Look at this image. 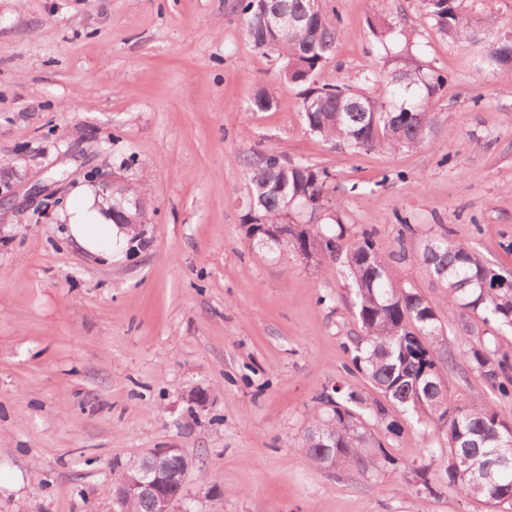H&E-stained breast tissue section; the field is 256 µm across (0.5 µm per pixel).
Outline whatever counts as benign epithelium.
<instances>
[{"label":"benign epithelium","instance_id":"benign-epithelium-1","mask_svg":"<svg viewBox=\"0 0 512 512\" xmlns=\"http://www.w3.org/2000/svg\"><path fill=\"white\" fill-rule=\"evenodd\" d=\"M98 195L112 204L115 190L121 191L122 201L141 211L143 198L137 187L121 176L100 175L96 178ZM192 461L180 448H154L147 452L116 484L115 498L127 506L134 500L152 504V512H174L182 498L183 486Z\"/></svg>","mask_w":512,"mask_h":512}]
</instances>
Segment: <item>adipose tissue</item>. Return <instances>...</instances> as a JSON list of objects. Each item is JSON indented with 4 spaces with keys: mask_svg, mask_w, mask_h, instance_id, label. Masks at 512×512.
Masks as SVG:
<instances>
[{
    "mask_svg": "<svg viewBox=\"0 0 512 512\" xmlns=\"http://www.w3.org/2000/svg\"><path fill=\"white\" fill-rule=\"evenodd\" d=\"M100 200L91 189L81 190L69 210V232L72 240L90 253L111 252L116 240L126 238L127 232L101 212Z\"/></svg>",
    "mask_w": 512,
    "mask_h": 512,
    "instance_id": "ef3b65f1",
    "label": "adipose tissue"
}]
</instances>
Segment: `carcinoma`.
Instances as JSON below:
<instances>
[{"label": "carcinoma", "instance_id": "obj_1", "mask_svg": "<svg viewBox=\"0 0 512 512\" xmlns=\"http://www.w3.org/2000/svg\"><path fill=\"white\" fill-rule=\"evenodd\" d=\"M420 2L441 36L477 49L479 70L512 78V40L499 36L500 18L488 15L479 25L459 11L457 0ZM238 8L253 46L281 63L284 85L301 89L305 123L322 141L357 154L410 150L435 136L430 103L448 77L422 62L411 31L386 6L369 23L382 68L333 83H321L316 75L334 56L343 27L323 0H265L267 15L288 11L301 18L294 30L279 34L265 28L253 0H238ZM372 84L381 85L383 94L370 96L366 86ZM249 166L244 238L280 256L321 252L311 263L319 273L327 271V261L341 258L363 332L354 366L390 403L430 414L448 455L440 482L490 509L512 505V469L500 467L495 454L512 421L490 404L463 403L448 391L456 355L445 348L439 307L396 282L393 263L406 253L383 254L368 232L343 243L347 222L334 202L328 169L290 163L271 149L253 154ZM417 259L444 288L448 311L478 312L492 328L512 330L511 276L446 233L426 238ZM463 358L500 396H512V357L498 352L495 336L472 345ZM335 393L326 396L327 409L305 433L302 448L309 459L319 467L392 462L368 429L363 398L339 387Z\"/></svg>", "mask_w": 512, "mask_h": 512}]
</instances>
